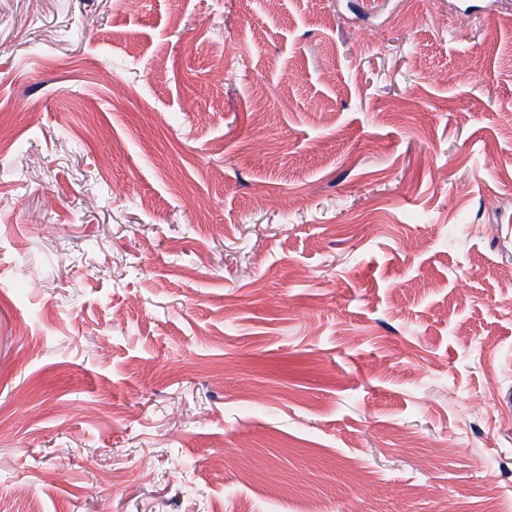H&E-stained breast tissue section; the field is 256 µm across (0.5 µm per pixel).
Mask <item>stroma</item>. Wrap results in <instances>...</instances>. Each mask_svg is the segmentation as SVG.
<instances>
[{"label":"stroma","mask_w":512,"mask_h":512,"mask_svg":"<svg viewBox=\"0 0 512 512\" xmlns=\"http://www.w3.org/2000/svg\"><path fill=\"white\" fill-rule=\"evenodd\" d=\"M312 500L512 512V0H0V512Z\"/></svg>","instance_id":"stroma-1"}]
</instances>
